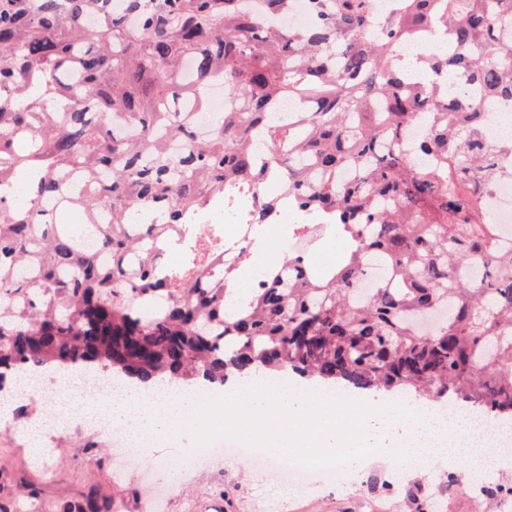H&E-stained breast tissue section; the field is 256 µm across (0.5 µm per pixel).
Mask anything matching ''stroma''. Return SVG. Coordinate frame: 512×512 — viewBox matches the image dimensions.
I'll list each match as a JSON object with an SVG mask.
<instances>
[{
	"label": "stroma",
	"instance_id": "stroma-1",
	"mask_svg": "<svg viewBox=\"0 0 512 512\" xmlns=\"http://www.w3.org/2000/svg\"><path fill=\"white\" fill-rule=\"evenodd\" d=\"M40 406L30 399L12 419L0 423V504L13 512H58L62 501H76L88 493L111 499L120 512H151L148 485L162 479L155 465L161 457H173L170 444L145 455L137 467H128L111 441V433L92 427L72 426L50 433L45 445L51 450L48 470L33 466L29 458L25 425ZM390 467L371 464L358 472L344 488L323 484L310 487H271L263 484L246 462L226 463L215 455L202 462L174 492L166 512H186L190 500L212 494L224 497L223 512H407L403 497L395 491L370 488L369 479L386 480ZM454 476L448 493L447 512H472L473 495L468 490L469 463L454 466L434 464L430 476ZM39 495H31V487Z\"/></svg>",
	"mask_w": 512,
	"mask_h": 512
}]
</instances>
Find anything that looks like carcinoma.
Wrapping results in <instances>:
<instances>
[{
    "mask_svg": "<svg viewBox=\"0 0 512 512\" xmlns=\"http://www.w3.org/2000/svg\"><path fill=\"white\" fill-rule=\"evenodd\" d=\"M123 2L0 0V187L26 192L0 194V391L73 366L142 386L264 367L512 422V238L484 203L512 180V142L482 124L483 98L512 106V0H399L379 18L370 0H308L302 31L275 22L291 0H264L263 20L247 0ZM434 33L416 80L396 46ZM215 79L230 105L201 131L185 97ZM286 100L305 109L270 121ZM70 169L89 193H67ZM227 196L257 224L304 216L293 236L328 229L339 262L294 252L227 287ZM47 203L85 223L35 221ZM171 240L175 268L159 263ZM371 266L382 276L359 300ZM453 482L398 492L441 512L432 495Z\"/></svg>",
    "mask_w": 512,
    "mask_h": 512,
    "instance_id": "carcinoma-1",
    "label": "carcinoma"
}]
</instances>
